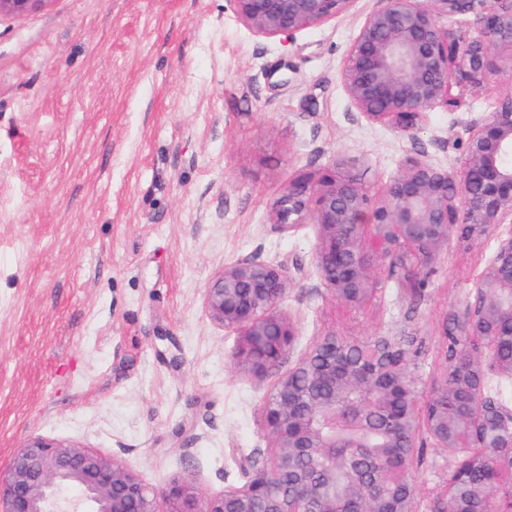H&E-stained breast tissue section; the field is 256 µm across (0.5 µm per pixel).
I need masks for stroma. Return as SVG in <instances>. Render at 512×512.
Masks as SVG:
<instances>
[{"instance_id":"stroma-1","label":"stroma","mask_w":512,"mask_h":512,"mask_svg":"<svg viewBox=\"0 0 512 512\" xmlns=\"http://www.w3.org/2000/svg\"><path fill=\"white\" fill-rule=\"evenodd\" d=\"M377 6L351 0L270 39L230 0H51L0 16V469L37 434L114 456L157 490L187 474L207 494L240 486L244 459L273 455L277 379L327 333L404 330L421 345L419 399L441 382L443 326L494 237L450 236L421 293L381 273L352 308L320 281L314 227L270 222L289 177L339 158L375 197L411 155L461 171L466 125L512 89L502 70L413 139L366 121L340 71ZM254 257L289 265L277 308L298 328L260 379L235 369L237 332L203 306L215 273ZM452 456L419 430L418 512H443Z\"/></svg>"}]
</instances>
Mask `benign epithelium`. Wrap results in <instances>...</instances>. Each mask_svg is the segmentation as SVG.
<instances>
[{"label":"benign epithelium","instance_id":"obj_1","mask_svg":"<svg viewBox=\"0 0 512 512\" xmlns=\"http://www.w3.org/2000/svg\"><path fill=\"white\" fill-rule=\"evenodd\" d=\"M49 0H0V14H24ZM239 20L256 36H292L343 13L352 0H232ZM365 20L342 65L352 106L365 119L413 138L426 112L453 111L465 94L481 90L512 54V0H380ZM478 12V35L463 36L437 17ZM461 175L426 156L406 158L383 195L373 198L345 162L289 179L270 211L271 223L294 231L318 229L315 262L334 299L359 305L376 291L375 264L411 278L440 257L457 231L482 237L512 224V91L495 111L466 127ZM292 283L286 265L257 258L224 267L204 291L205 310L217 325L238 332L235 364L260 377L289 353L297 336L293 319L276 310ZM458 346L444 379L418 408L411 358L414 338L402 332L348 340L321 337L277 380L265 406L274 458L268 467L244 461L248 481L204 499L183 477L160 492L115 457L77 443L40 435L16 448L0 470V512H157L163 496L174 512H417L418 486L409 476L385 487L390 470L409 472L419 423L438 448L461 453L445 478L446 512H505L493 481L503 463L512 471V405L487 393L491 375L512 378V359L501 356L512 336V228L496 246L461 314L446 321L443 336ZM346 448L366 449L377 474L358 472L364 458L342 460L348 484L328 491L336 467L322 481L307 474L312 456H328L339 434ZM481 464L484 482L467 498L457 495L470 466ZM75 488L74 499L64 495Z\"/></svg>","mask_w":512,"mask_h":512}]
</instances>
